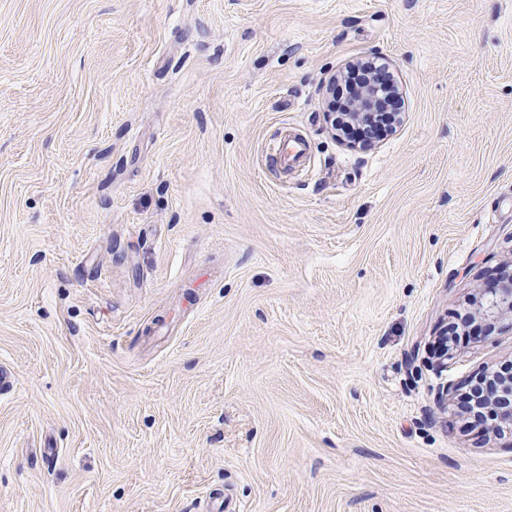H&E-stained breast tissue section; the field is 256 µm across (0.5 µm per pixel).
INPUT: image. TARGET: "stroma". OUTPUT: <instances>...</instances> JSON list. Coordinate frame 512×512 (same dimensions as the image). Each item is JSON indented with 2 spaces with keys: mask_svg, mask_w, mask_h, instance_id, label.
<instances>
[{
  "mask_svg": "<svg viewBox=\"0 0 512 512\" xmlns=\"http://www.w3.org/2000/svg\"><path fill=\"white\" fill-rule=\"evenodd\" d=\"M511 272L512 0H0V512H512ZM387 84L381 77L372 78L360 88L350 105V112L343 115L354 122L371 124L380 112H377L387 93ZM307 154L308 145L305 141L288 139V142L274 143L268 156L273 166H288V161H297L306 157ZM479 314L489 327L505 314L512 316V277L506 278L497 287L483 289ZM483 390L481 396H477ZM474 399L470 414L473 416L482 410L480 403L487 399L489 404L485 410H491L499 417L500 422L508 425L506 429L512 434V374L499 373L497 369H488L485 375L471 387Z\"/></svg>",
  "mask_w": 512,
  "mask_h": 512,
  "instance_id": "1",
  "label": "stroma"
}]
</instances>
